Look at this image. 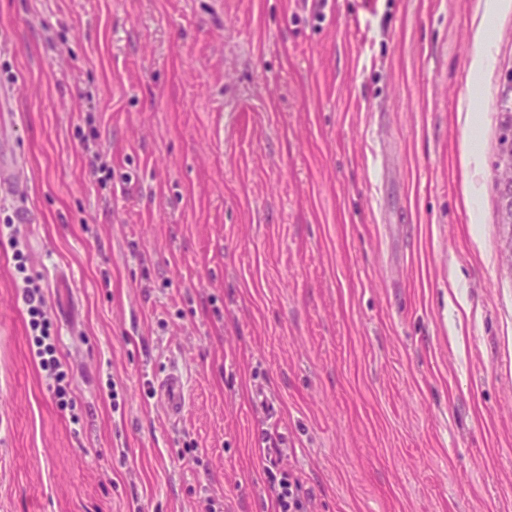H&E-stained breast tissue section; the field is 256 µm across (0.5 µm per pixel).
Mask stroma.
Masks as SVG:
<instances>
[{
    "mask_svg": "<svg viewBox=\"0 0 512 512\" xmlns=\"http://www.w3.org/2000/svg\"><path fill=\"white\" fill-rule=\"evenodd\" d=\"M485 2L0 0V512H274L270 441L307 512H512V8L477 73ZM475 144L473 129L470 126H465L463 133V152L461 155V164L467 176L466 194L471 195L476 191V186L473 183V174L470 173L471 164L474 161ZM502 148L498 157L496 176L500 186H512V131L503 134ZM22 281L24 283L22 287L23 301L29 317V335L33 352L35 357L39 359L40 365L54 374L55 385H49L48 389L52 393L56 404L64 409L68 406V400H66L68 386L66 378L68 373L64 369V365L55 356L57 344L55 337L51 336V324L47 317L42 287L38 283V279L30 275H25ZM153 388L169 418H181L186 407V379L182 370L176 365L169 366L155 377Z\"/></svg>",
    "mask_w": 512,
    "mask_h": 512,
    "instance_id": "stroma-1",
    "label": "stroma"
}]
</instances>
